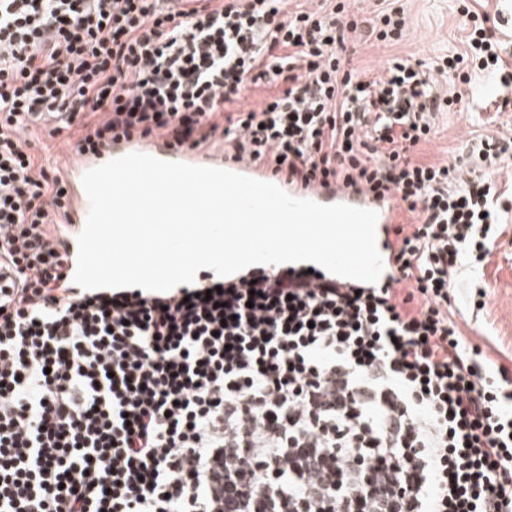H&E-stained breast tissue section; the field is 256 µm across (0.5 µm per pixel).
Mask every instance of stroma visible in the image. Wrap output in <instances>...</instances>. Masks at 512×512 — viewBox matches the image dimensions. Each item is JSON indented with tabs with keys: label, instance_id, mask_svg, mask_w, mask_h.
I'll return each instance as SVG.
<instances>
[{
	"label": "stroma",
	"instance_id": "35a3bbf8",
	"mask_svg": "<svg viewBox=\"0 0 512 512\" xmlns=\"http://www.w3.org/2000/svg\"><path fill=\"white\" fill-rule=\"evenodd\" d=\"M479 11L488 14V36L506 46L504 58L512 65V0H470ZM404 11L403 36L396 42L366 41L356 38L346 57L352 67L367 77L383 73L395 58L431 61L461 49L470 17L461 13L457 0H398ZM448 96L460 97L452 110H439L433 116L430 139L415 152L426 162H453L469 166L467 142L477 136L498 135L512 129V110H485L472 101L467 85L448 87ZM504 192L501 200L504 233L479 274L488 285L484 307H477L468 283L455 290L450 310L466 343L480 348L489 358L503 362L512 358V145L502 153L494 169Z\"/></svg>",
	"mask_w": 512,
	"mask_h": 512
}]
</instances>
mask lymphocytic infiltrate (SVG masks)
Masks as SVG:
<instances>
[{
	"label": "lymphocytic infiltrate",
	"instance_id": "f902f5d3",
	"mask_svg": "<svg viewBox=\"0 0 512 512\" xmlns=\"http://www.w3.org/2000/svg\"><path fill=\"white\" fill-rule=\"evenodd\" d=\"M344 0H0V512H512V368L448 310L501 234L499 141L456 182L415 147L433 81H367L349 34L399 40ZM512 90L482 20L449 57ZM265 90L243 109L248 86ZM77 131L214 141L274 173L392 193L397 284L304 275L160 297L76 294L55 239L70 197L44 155Z\"/></svg>",
	"mask_w": 512,
	"mask_h": 512
}]
</instances>
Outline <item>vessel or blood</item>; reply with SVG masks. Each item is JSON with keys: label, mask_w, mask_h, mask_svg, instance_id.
<instances>
[{"label": "vessel or blood", "mask_w": 512, "mask_h": 512, "mask_svg": "<svg viewBox=\"0 0 512 512\" xmlns=\"http://www.w3.org/2000/svg\"><path fill=\"white\" fill-rule=\"evenodd\" d=\"M132 152L145 153L164 161L221 168L266 182L273 181L294 197L310 199L321 204L344 203L377 211L376 240L384 265L377 285L381 288L392 285L394 241L389 229L392 224L396 223L401 209L396 195L376 196L363 188L346 187L334 181H318L308 186L295 184L282 178H273L267 169L256 166L237 154L227 153L223 148L216 147L204 151L177 150L169 147L165 138L161 136L146 141L136 138L116 140L102 146L97 154L82 156L69 154L59 159L58 166L67 182H74L78 185V189L72 197V208L66 221L68 232L65 243L69 255L68 275H75L77 270V237L85 226L89 211L87 195L80 187L84 173Z\"/></svg>", "instance_id": "vessel-or-blood-1"}]
</instances>
